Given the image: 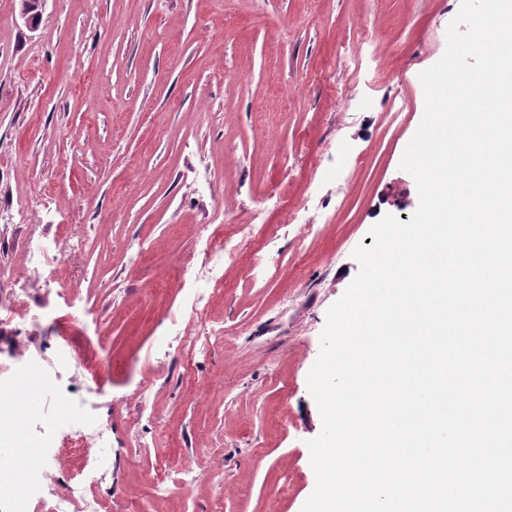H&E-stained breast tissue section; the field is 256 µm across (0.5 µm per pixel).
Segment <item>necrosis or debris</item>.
<instances>
[{
  "label": "necrosis or debris",
  "instance_id": "obj_1",
  "mask_svg": "<svg viewBox=\"0 0 512 512\" xmlns=\"http://www.w3.org/2000/svg\"><path fill=\"white\" fill-rule=\"evenodd\" d=\"M204 267L209 285L200 289L183 328L185 349L181 360L207 354L215 330L206 319L203 302L213 287L224 284V269L235 264L244 243L251 235L248 225H238L235 232L225 233L223 225H206ZM29 332L49 334L55 341V352L16 354L6 370L0 371V444L16 449L19 456L29 458L26 466H9L0 471V512H29L31 503L40 501L45 485L55 473L63 471L65 444L95 442L109 447L112 425L98 418L88 396L68 390L65 374L77 361L62 336L52 311L42 304H29L23 310L11 308L0 313V332L14 326ZM22 391L35 392L45 404L43 414H26L18 406L16 396Z\"/></svg>",
  "mask_w": 512,
  "mask_h": 512
}]
</instances>
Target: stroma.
Listing matches in <instances>:
<instances>
[{
  "label": "stroma",
  "mask_w": 512,
  "mask_h": 512,
  "mask_svg": "<svg viewBox=\"0 0 512 512\" xmlns=\"http://www.w3.org/2000/svg\"><path fill=\"white\" fill-rule=\"evenodd\" d=\"M461 0H47L36 28L0 0V271L62 229L75 253L57 288L22 286L61 319L112 446L77 448L51 495L99 465V512H301L322 429L307 377L328 309L357 275L356 246L419 203L403 152L424 113L419 75L446 50ZM390 80L349 82L337 40ZM43 172L46 183L32 179ZM41 195L34 216L26 199ZM328 217L319 233L301 227ZM253 234L206 309L219 336L190 369L169 319L195 287L207 224ZM155 292H148L150 283ZM100 329L72 324L62 290ZM151 382L134 411L125 392ZM164 494L146 475L180 477ZM225 473L216 488L212 473Z\"/></svg>",
  "instance_id": "1"
}]
</instances>
